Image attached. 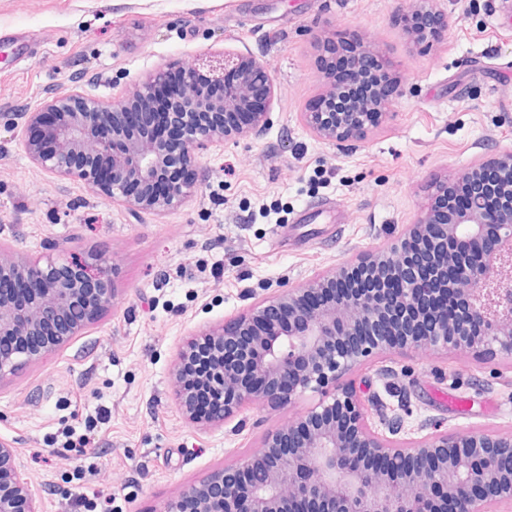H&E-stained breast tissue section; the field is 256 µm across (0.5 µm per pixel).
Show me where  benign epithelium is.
<instances>
[{
  "label": "benign epithelium",
  "instance_id": "1",
  "mask_svg": "<svg viewBox=\"0 0 512 512\" xmlns=\"http://www.w3.org/2000/svg\"><path fill=\"white\" fill-rule=\"evenodd\" d=\"M199 73L221 93L209 95ZM228 74L234 75L231 84L225 83ZM165 94L172 125H186L210 110L223 113L224 120L194 125L177 156L150 127ZM401 94L394 84L373 102L353 99L340 113L313 109L304 121L320 140H357L369 127L365 113L376 109L384 116L382 109ZM272 96L266 65L251 55L229 53L219 66H165L111 105L71 91L40 106L27 116L24 147L32 162L51 174L82 179L93 192L133 210L163 213L198 193L196 150L262 130ZM490 167L496 172L495 204L469 188L482 164L433 186L435 197L449 192L465 198L451 218L429 203L397 244L358 262L382 282L396 284L391 302L412 312L410 326L395 323L375 293L343 287L350 267L342 266L331 276L253 304L235 319L233 333L214 325L182 348L172 377L182 413L192 424L223 422L250 404L285 406L308 390L333 393L304 419L272 434L261 451L181 487L164 512H183L187 500L196 512H445L449 503L454 512L512 509V432L493 437L435 432L400 444L373 428L364 393L342 381L367 358L407 347L464 352L481 360L512 358V288L503 277L505 271L512 274V152ZM409 249L432 255L445 273L441 287H426L400 265ZM4 278L28 288L20 300L0 293V336L15 338L0 345V379L81 333L115 299L107 266L97 258L83 264L52 259L42 266L0 246ZM87 280L99 287H85ZM448 290L463 300L475 331L460 329L448 311L423 305L424 296ZM240 336L245 346L230 357L224 354L226 344ZM204 347L214 357V369L207 382L211 413L202 415L184 370ZM20 500L26 512H39L15 465V449L0 440V512H17Z\"/></svg>",
  "mask_w": 512,
  "mask_h": 512
}]
</instances>
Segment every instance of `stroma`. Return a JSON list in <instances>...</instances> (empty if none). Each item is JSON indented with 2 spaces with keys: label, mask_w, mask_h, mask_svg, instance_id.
Returning <instances> with one entry per match:
<instances>
[{
  "label": "stroma",
  "mask_w": 512,
  "mask_h": 512,
  "mask_svg": "<svg viewBox=\"0 0 512 512\" xmlns=\"http://www.w3.org/2000/svg\"><path fill=\"white\" fill-rule=\"evenodd\" d=\"M415 0H0V243L40 262L105 258L117 294L82 335L0 380V439L38 512H164L184 485L260 450L322 400L246 407L224 425L186 421L170 371L187 338L363 255L416 223L434 180L512 151V0H435L447 25L415 43ZM354 33L403 90L364 137L324 142L301 120L324 90L323 42ZM233 52L267 66L271 120L198 153L199 193L132 212L81 180L36 167L25 113L75 89L110 104L147 73ZM315 218L299 223V216ZM390 368L399 440L512 431V360L404 349ZM89 443L76 452L79 436Z\"/></svg>",
  "instance_id": "1"
}]
</instances>
